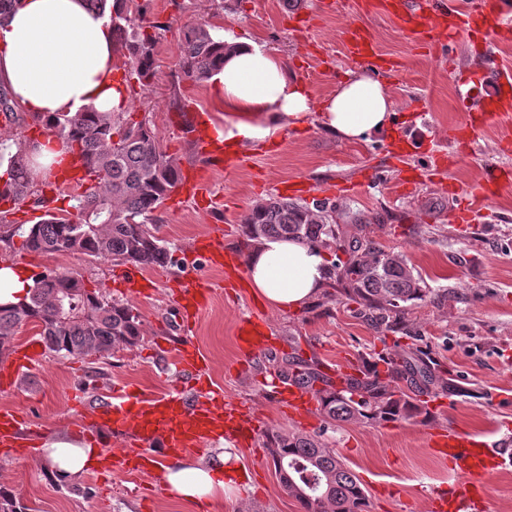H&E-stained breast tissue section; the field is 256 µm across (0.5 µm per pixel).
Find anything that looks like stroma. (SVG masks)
I'll list each match as a JSON object with an SVG mask.
<instances>
[{
	"mask_svg": "<svg viewBox=\"0 0 512 512\" xmlns=\"http://www.w3.org/2000/svg\"><path fill=\"white\" fill-rule=\"evenodd\" d=\"M147 17L165 29L155 48L153 85L145 92L128 89L129 111L147 117L179 169L206 170L212 196L172 198L158 211V235L179 260L172 267L139 269L84 255L29 252L18 237L0 243V264L21 265L32 273L74 272L88 287L131 303L143 329L139 343L105 358L44 354L12 390L0 391V406L21 412L43 440L74 438L81 415L72 392H82L84 401L93 403L116 386L159 396L182 383L160 343L180 336L175 286L202 278L214 294L190 339L206 356L211 380L225 401L260 424L254 442L226 439L211 445V454L231 453L240 469L222 512H302L282 488L267 444L268 435L288 430L335 448L366 492V512H437L436 491L452 485L463 494L474 484L484 485L489 512H512V460L477 474L449 468L447 457L433 446V435L441 429L489 443L512 438V185L497 192L485 217L464 226L448 221L447 190L451 184L469 190L492 166L512 170V114L489 117L472 130L467 145L456 141L457 130L469 121L471 101L460 96L450 75L489 63L512 68V37L481 48L459 45L448 59L418 45L390 16L363 11L354 0L334 9L323 0H181L177 8L163 0ZM200 21L217 34L259 41L304 82L317 104L339 81L363 70V63L346 57L345 37L351 27H364L380 52L401 63L398 72L382 79L398 104L394 130L417 142L405 163L417 171L419 183L402 188L387 156L390 135L351 143L327 133L315 114L268 140L238 146L240 161L233 170H207L181 131L183 116L206 112L212 126L221 128L225 115L215 110L207 84L178 82L176 70L180 32ZM175 89L185 105L181 113L172 106ZM437 153L446 157L439 168L433 161ZM302 178L318 187L359 182V189L331 195L337 223L363 218L376 241L421 272L427 294L409 307L405 331H376L359 305L337 292L322 293L298 310L272 309L248 284L229 285L221 268L200 258V243L218 223L224 247L246 256L251 243L244 219L250 210L281 194L283 184ZM33 189L34 196L16 206L15 223L28 227L39 221V193L52 196L53 212L70 213L71 191L56 188L52 178L34 179ZM134 271L143 283L138 293L123 284ZM252 316L269 325L276 347L242 350L240 327ZM409 352L428 357L438 381L426 398V420L332 426L317 410L306 418L293 415L272 392L284 358L291 355L333 377L369 368L382 354L398 358ZM448 380L463 387V394L448 395L441 387ZM501 392L510 394V401H498ZM0 485L13 490L29 512H212L168 496L161 477L125 469L94 470L73 485L55 481L38 450L30 456L0 455Z\"/></svg>",
	"mask_w": 512,
	"mask_h": 512,
	"instance_id": "35a3bbf8",
	"label": "stroma"
}]
</instances>
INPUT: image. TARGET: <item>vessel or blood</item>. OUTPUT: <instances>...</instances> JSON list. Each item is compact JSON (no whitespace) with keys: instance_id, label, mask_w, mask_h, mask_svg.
Here are the masks:
<instances>
[{"instance_id":"1","label":"vessel or blood","mask_w":512,"mask_h":512,"mask_svg":"<svg viewBox=\"0 0 512 512\" xmlns=\"http://www.w3.org/2000/svg\"><path fill=\"white\" fill-rule=\"evenodd\" d=\"M380 7L384 13L395 17L401 28L414 38L426 40L433 35L440 38L441 48L448 53L454 52L458 44L492 41L512 31V0H470L468 9L460 13L446 10L443 0H381ZM346 53L379 70L395 66L391 58L377 52L367 33L361 29L350 32ZM490 82L491 93L480 97L474 106L475 118L481 122L489 113L504 112L512 106V99L507 96L508 89L512 88V70L495 69ZM192 124L203 154L225 168L236 166L237 156L225 153L214 140L205 138V114L194 113ZM510 181L512 172L489 169L477 188L450 211V223H473L496 190ZM213 236V241L206 247L209 262L223 268L227 280L240 278L238 256L223 248L221 230H214ZM178 293L181 326L187 331L196 323L200 310L208 304L212 289L207 282L198 281L179 288ZM242 331L248 345L269 346V329L264 321L247 320ZM41 357L40 347L33 342L15 350L10 366L0 379L5 384H12L16 377L34 369ZM174 359L180 371L196 380V395H187L177 387L159 397L136 396L122 389L110 392L95 406L91 415L83 418L82 430L88 439H97L108 432L124 441L122 453L106 450L105 461L137 471H151L161 468L163 459L202 451L209 442L220 437L238 441L255 438L256 427L246 421L236 407L226 404L222 391L206 377V358L190 340L177 345ZM275 394L287 402L292 413L300 414L314 408L308 394L291 384L279 383ZM39 439V432L31 428L19 411L0 409V450L26 451L36 447ZM437 445L443 448L453 466H462L469 471H492L505 463L497 449L455 431L439 433ZM436 507L438 512H487L488 497L480 485L470 487L464 497L452 488L439 497Z\"/></svg>"}]
</instances>
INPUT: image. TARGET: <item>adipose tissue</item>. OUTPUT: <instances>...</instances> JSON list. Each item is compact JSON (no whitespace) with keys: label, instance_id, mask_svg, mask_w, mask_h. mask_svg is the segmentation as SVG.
Wrapping results in <instances>:
<instances>
[{"label":"adipose tissue","instance_id":"1","mask_svg":"<svg viewBox=\"0 0 512 512\" xmlns=\"http://www.w3.org/2000/svg\"><path fill=\"white\" fill-rule=\"evenodd\" d=\"M116 71L108 19L84 0H21L0 20V82L36 115L125 110L126 90ZM208 83L217 108L239 116L224 132L232 145L276 135L314 111L326 131L349 142H367L387 133L396 113L386 85L365 71L351 74L313 105L305 84L277 55L246 39L230 41L223 66ZM330 265L321 244L271 236L250 249L246 273L253 293L269 307L296 310L322 293ZM42 453L61 482L78 479L101 461L95 445L62 438L46 442ZM237 475L230 453L224 452L206 463L184 459L166 466L163 484L170 497L187 503L208 499L220 510Z\"/></svg>","mask_w":512,"mask_h":512}]
</instances>
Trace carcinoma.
I'll use <instances>...</instances> for the list:
<instances>
[{
  "label": "carcinoma",
  "instance_id": "cac0c4a2",
  "mask_svg": "<svg viewBox=\"0 0 512 512\" xmlns=\"http://www.w3.org/2000/svg\"><path fill=\"white\" fill-rule=\"evenodd\" d=\"M87 6L109 12L115 51L140 88L151 86L156 74L155 46L164 26L145 21L149 0H85ZM224 41L210 26L199 22L183 33L176 62L181 81H206L224 59ZM86 162L89 178L73 197V217L54 213L24 230L0 210V242L22 238V247L40 253L65 252L102 260L143 266L176 264L173 250L157 235L155 212L175 187L180 171L163 150L149 121H136L121 112H77L45 119ZM31 153L27 141L13 152L0 151V186L19 202L31 190ZM336 205H312L271 196L252 208L245 219L248 236H288L315 241L339 251L346 260L332 263L329 278L346 296L359 301L360 314L376 329H391L404 321L409 304L426 296L422 274L401 257L387 251L367 232L351 233L333 223ZM74 314L62 316L58 299L72 289ZM33 322L45 349L62 358L109 355L120 347L136 345L142 320L129 302L109 299L92 290L75 274L47 270L33 276L28 300L0 305V348L17 329ZM387 378L378 368L344 380L340 389L310 364L286 360L284 379L311 391L331 424L363 421L410 420L424 411L420 397L429 393L436 378L430 362L411 354L397 362L381 357ZM406 382L396 392L391 383ZM283 489L304 512H364L366 494L357 475L340 460L336 450L315 436L288 431L267 436ZM14 495L0 488V512H26Z\"/></svg>",
  "mask_w": 512,
  "mask_h": 512
}]
</instances>
